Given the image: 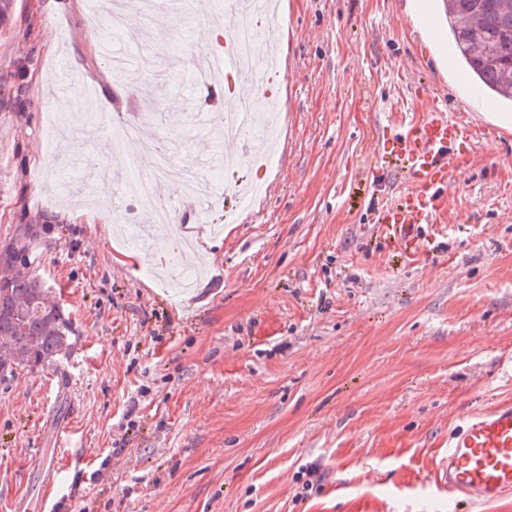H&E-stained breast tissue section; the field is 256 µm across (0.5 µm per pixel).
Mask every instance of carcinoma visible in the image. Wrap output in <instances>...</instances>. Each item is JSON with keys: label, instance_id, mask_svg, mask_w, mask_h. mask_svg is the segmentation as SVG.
Segmentation results:
<instances>
[{"label": "carcinoma", "instance_id": "carcinoma-1", "mask_svg": "<svg viewBox=\"0 0 512 512\" xmlns=\"http://www.w3.org/2000/svg\"><path fill=\"white\" fill-rule=\"evenodd\" d=\"M448 31L457 58L479 87L512 105V0H445ZM28 225L0 252V382L56 361L71 323L35 273Z\"/></svg>", "mask_w": 512, "mask_h": 512}]
</instances>
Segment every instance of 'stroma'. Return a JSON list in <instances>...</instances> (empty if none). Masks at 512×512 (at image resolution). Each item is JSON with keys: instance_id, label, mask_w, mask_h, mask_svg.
Wrapping results in <instances>:
<instances>
[{"instance_id": "35a3bbf8", "label": "stroma", "mask_w": 512, "mask_h": 512, "mask_svg": "<svg viewBox=\"0 0 512 512\" xmlns=\"http://www.w3.org/2000/svg\"><path fill=\"white\" fill-rule=\"evenodd\" d=\"M156 39L125 48L128 75L100 49L111 25L91 0H7L0 17V248L40 230L33 267L73 324L55 363L0 383V512H427L463 419L512 401V121L484 114L447 38L440 0H286L277 149L264 168L225 171L223 145L183 118L224 111L221 92L184 82L178 46L205 51L195 0L167 11ZM58 49L48 53L45 29ZM164 69L148 141L119 147L135 122L143 64ZM55 88L39 89L41 69ZM477 130L458 147L447 205L420 225L419 253L375 211L410 189L384 155L397 114L430 99ZM64 117L72 132L48 145ZM133 172L168 153L202 159L216 184L258 195L238 223L216 191L207 209L164 190L175 235L200 248L192 290L173 288L118 224L69 219L94 188L73 145ZM59 466L42 484L36 460Z\"/></svg>"}]
</instances>
